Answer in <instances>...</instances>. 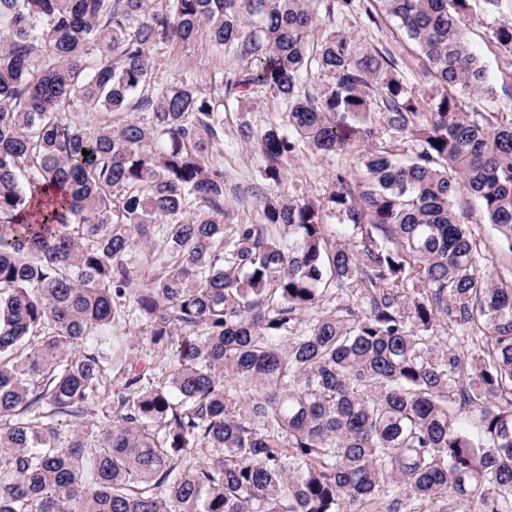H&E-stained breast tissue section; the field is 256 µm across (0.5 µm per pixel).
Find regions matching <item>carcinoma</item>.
<instances>
[{
    "mask_svg": "<svg viewBox=\"0 0 512 512\" xmlns=\"http://www.w3.org/2000/svg\"><path fill=\"white\" fill-rule=\"evenodd\" d=\"M314 2L0 0V512H512V277L470 227L476 204L512 251V117L470 104L497 100L472 0H374L424 95L315 38ZM482 2L512 67V15ZM200 41L229 68L153 77ZM259 86L287 105L240 126L269 184L306 153L359 174L226 224L224 112ZM144 322L140 319L130 324L127 323L126 330L118 329L117 334H125L128 336V344H127V354L129 357L135 360V363L138 362V368L145 366L148 363V346L146 344L145 335H143L144 331Z\"/></svg>",
    "mask_w": 512,
    "mask_h": 512,
    "instance_id": "cac0c4a2",
    "label": "carcinoma"
}]
</instances>
